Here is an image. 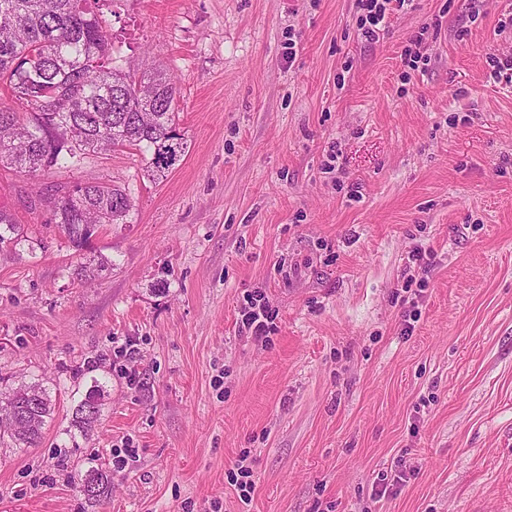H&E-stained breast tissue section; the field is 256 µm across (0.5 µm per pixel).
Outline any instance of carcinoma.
I'll return each mask as SVG.
<instances>
[{
	"instance_id": "carcinoma-1",
	"label": "carcinoma",
	"mask_w": 512,
	"mask_h": 512,
	"mask_svg": "<svg viewBox=\"0 0 512 512\" xmlns=\"http://www.w3.org/2000/svg\"><path fill=\"white\" fill-rule=\"evenodd\" d=\"M116 0H0V85L11 104H0V166L35 180L53 168H79L87 158L114 148L147 157V172L162 178L188 148L177 131L178 88L154 68L141 76L113 57L112 35L102 6ZM66 182L39 193L49 223L76 248L88 246L95 224H124L133 199L117 185L85 182L66 194ZM26 241L12 214L0 209V247ZM104 264L89 259L74 266L86 283ZM104 385H92L74 407L65 434H88L101 416ZM26 414L8 437L17 448H37L53 416L51 396L39 383L0 396V412ZM91 512L112 494V474L95 468L75 483Z\"/></svg>"
}]
</instances>
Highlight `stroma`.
Returning <instances> with one entry per match:
<instances>
[{
    "label": "stroma",
    "instance_id": "1",
    "mask_svg": "<svg viewBox=\"0 0 512 512\" xmlns=\"http://www.w3.org/2000/svg\"><path fill=\"white\" fill-rule=\"evenodd\" d=\"M356 19V0L108 15L125 69L175 78L189 149L157 181L128 149L51 173L134 201L85 252L0 168L29 236L0 250V387L54 404L41 447L0 444V512H84L72 475L95 467L100 512H512V87L488 66L512 53V0H414L375 42ZM87 253L107 267L82 284ZM253 292L278 313L263 340L238 328ZM129 338L134 385L112 368ZM95 378L100 420L67 439ZM247 458L248 456L245 455L237 460L235 463L237 473L233 471L232 475V481L234 482V485L237 486L240 498L244 501L249 500L253 488V481L250 479L252 477L251 470L249 466L244 465ZM237 476L240 477V479Z\"/></svg>",
    "mask_w": 512,
    "mask_h": 512
}]
</instances>
